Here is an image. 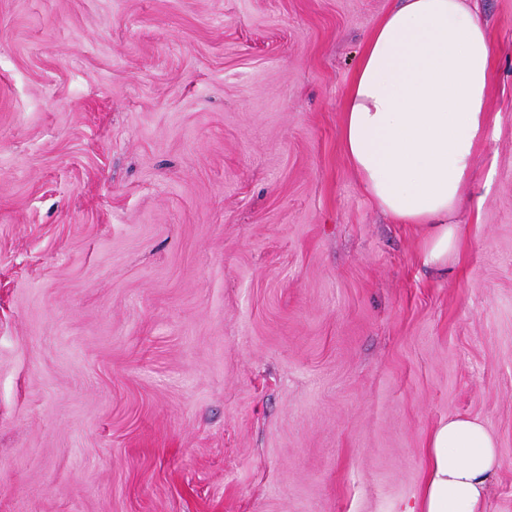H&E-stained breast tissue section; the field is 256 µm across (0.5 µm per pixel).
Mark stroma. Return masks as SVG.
Instances as JSON below:
<instances>
[{"label":"stroma","instance_id":"1","mask_svg":"<svg viewBox=\"0 0 512 512\" xmlns=\"http://www.w3.org/2000/svg\"><path fill=\"white\" fill-rule=\"evenodd\" d=\"M394 0H0V512H405L430 431L512 512V0L458 251L340 139Z\"/></svg>","mask_w":512,"mask_h":512}]
</instances>
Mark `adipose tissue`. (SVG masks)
I'll use <instances>...</instances> for the list:
<instances>
[{
  "instance_id": "adipose-tissue-1",
  "label": "adipose tissue",
  "mask_w": 512,
  "mask_h": 512,
  "mask_svg": "<svg viewBox=\"0 0 512 512\" xmlns=\"http://www.w3.org/2000/svg\"><path fill=\"white\" fill-rule=\"evenodd\" d=\"M492 54L465 0H399L367 39L344 102L340 137L364 191L394 222L425 226L428 266L457 248L452 218L489 123ZM426 456L409 512H483L498 444L479 419L441 422Z\"/></svg>"
}]
</instances>
